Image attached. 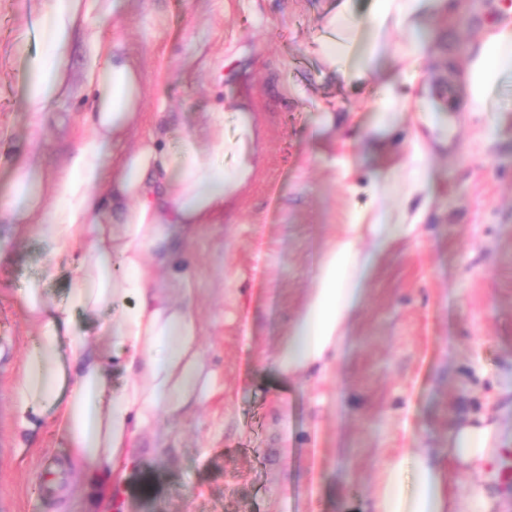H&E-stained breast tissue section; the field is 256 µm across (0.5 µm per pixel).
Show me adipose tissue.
Returning a JSON list of instances; mask_svg holds the SVG:
<instances>
[{"mask_svg": "<svg viewBox=\"0 0 512 512\" xmlns=\"http://www.w3.org/2000/svg\"><path fill=\"white\" fill-rule=\"evenodd\" d=\"M102 0H48L40 17L42 49L29 60L25 92L28 111L43 112L70 96L69 57L74 35L83 29ZM449 0H371L366 19H358L353 0H336L314 50L344 65L345 77L359 83L377 78L382 95L375 103L383 126L410 111L388 75L390 30L407 34L401 56L406 66L426 57L433 39L432 20L449 10ZM512 48V29L489 32L472 56L464 93L456 105L469 110L485 102L503 51ZM84 85L93 96L88 117L91 135L73 146L65 168L43 179L31 168L16 169L13 191L0 202V215L22 233L38 232L51 258L40 282L26 288L23 305L40 328L13 393L20 425L36 428L49 413L64 430L75 454L90 512H126L127 477L138 465L135 438L161 418H176L199 405L212 389L202 362L201 325L194 309V283L174 262L170 237L201 224L216 223L227 204L239 198L255 175L257 124L239 115L237 138H224L223 112L207 115L209 134L199 141L179 139L166 147L165 133L141 138L137 147L121 144L141 121L143 83L139 68L91 35ZM233 167H225V153ZM398 178L397 171L374 170L368 186L374 206L366 223L350 232L316 261L307 304L282 338L276 368L296 375L326 365L345 337L371 275L404 225L416 224L415 197L426 196L429 181L405 184L396 211L380 207ZM371 246H358L362 237ZM70 255L76 286L63 307H50L40 283L56 275L54 255ZM110 311L100 336L77 332L72 310ZM80 366L66 383L63 360ZM126 374L113 386L112 373ZM499 441L495 424L479 416L460 425L448 439V456L471 472L483 471ZM372 512H459L447 475L427 448L409 449L382 473Z\"/></svg>", "mask_w": 512, "mask_h": 512, "instance_id": "adipose-tissue-1", "label": "adipose tissue"}]
</instances>
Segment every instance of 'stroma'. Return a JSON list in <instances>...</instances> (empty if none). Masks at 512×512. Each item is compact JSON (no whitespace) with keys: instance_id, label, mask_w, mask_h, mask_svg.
<instances>
[{"instance_id":"35a3bbf8","label":"stroma","mask_w":512,"mask_h":512,"mask_svg":"<svg viewBox=\"0 0 512 512\" xmlns=\"http://www.w3.org/2000/svg\"><path fill=\"white\" fill-rule=\"evenodd\" d=\"M46 0H0V197L17 167L61 170L89 136L83 38L69 60L74 92L28 112L27 59L41 45ZM335 0H121L100 24L144 79V128L203 134L226 92L257 115L262 147L252 183L217 224L173 243L195 282L212 392L182 419L136 438L129 512H370L379 470L408 448L448 446L456 423L488 415L512 448V65L487 105L448 109L470 46L511 22L507 0H467L440 19L433 58L397 70L414 110L391 131L401 158L422 152L435 180L424 219L404 230L373 275L325 372L282 377L273 357L312 286L315 261L347 235L373 170L357 140L375 115V83L354 85L310 46ZM336 125L321 139L319 103ZM57 275L41 281L47 260ZM50 305L75 284L70 256L37 234L17 239L0 218V505L7 512H87L57 426L20 427L13 385L38 329L24 290ZM470 512L475 490L512 512L492 469H449Z\"/></svg>"}]
</instances>
